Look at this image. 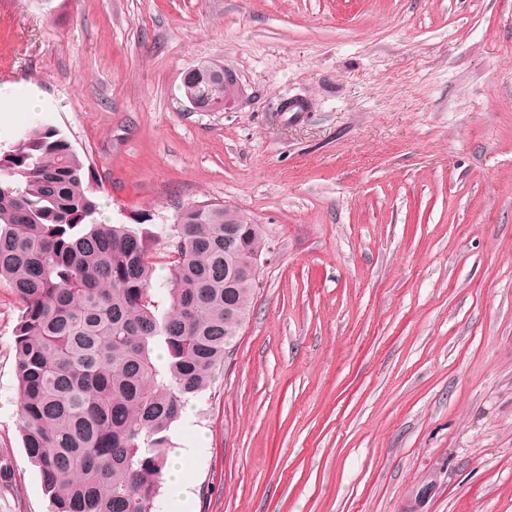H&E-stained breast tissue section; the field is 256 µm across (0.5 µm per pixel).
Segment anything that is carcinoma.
<instances>
[{"instance_id": "carcinoma-1", "label": "carcinoma", "mask_w": 512, "mask_h": 512, "mask_svg": "<svg viewBox=\"0 0 512 512\" xmlns=\"http://www.w3.org/2000/svg\"><path fill=\"white\" fill-rule=\"evenodd\" d=\"M182 89L224 110V65H197ZM93 181L47 124L0 154V283L19 305L24 448L52 512H157L170 427L249 322L267 240L262 225L221 203L187 206L162 238L168 273L156 280L162 239L98 222ZM1 492H18L4 451Z\"/></svg>"}]
</instances>
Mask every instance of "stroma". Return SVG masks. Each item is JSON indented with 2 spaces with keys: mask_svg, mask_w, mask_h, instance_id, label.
Here are the masks:
<instances>
[{
  "mask_svg": "<svg viewBox=\"0 0 512 512\" xmlns=\"http://www.w3.org/2000/svg\"><path fill=\"white\" fill-rule=\"evenodd\" d=\"M211 60L242 95L198 112L182 76ZM38 123L99 221L264 227L251 320L170 430L200 448L189 512H512V0H0V151ZM18 315L1 283L0 512H49ZM18 493L15 463L10 454L0 452V493Z\"/></svg>",
  "mask_w": 512,
  "mask_h": 512,
  "instance_id": "obj_1",
  "label": "stroma"
}]
</instances>
